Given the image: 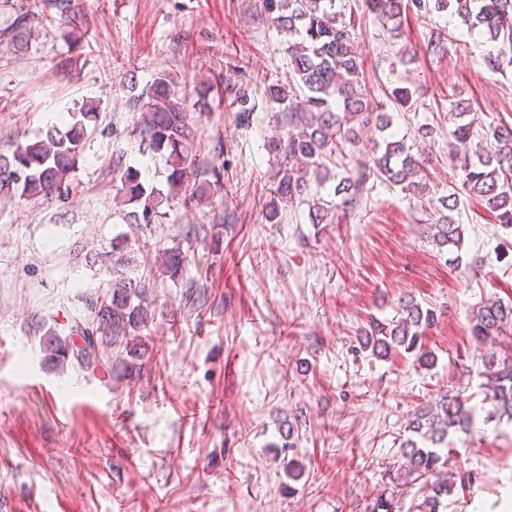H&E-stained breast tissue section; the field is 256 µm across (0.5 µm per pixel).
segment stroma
<instances>
[{"instance_id":"stroma-1","label":"stroma","mask_w":512,"mask_h":512,"mask_svg":"<svg viewBox=\"0 0 512 512\" xmlns=\"http://www.w3.org/2000/svg\"><path fill=\"white\" fill-rule=\"evenodd\" d=\"M87 33L46 25L26 54L0 48V151L40 136L74 104L99 102L62 206L0 198V512H367L394 488L400 444L416 412L448 390L474 408L475 431L449 436V460L477 478L455 488L443 512H504L512 503V425L485 422L484 352L469 332L472 309L512 299V227L454 176L448 110L469 102L479 126L512 125V49L487 41L447 10L407 9L402 36L349 0L370 90L367 109L389 132L428 152L424 190L380 182L361 209L311 223L307 205L279 224L264 217L279 107L266 90L292 78L287 34L262 21L259 0H77ZM448 35L431 52L435 29ZM502 53L504 70L483 58ZM202 83L189 96L195 151L224 163V188L195 204H162L145 230L130 221L113 156L148 165L166 189L167 166L131 136L133 98L161 75ZM409 88L408 111L387 93ZM385 133L361 126L334 172L356 174ZM457 194L452 211L440 200ZM451 216L465 228L447 251L428 225ZM202 225L203 238L189 229ZM193 255L182 279L156 269L147 239ZM123 241L150 275L155 322L145 366L124 375L108 359L93 368L54 365L46 337L94 318L93 298L112 284V242ZM435 309L424 348L385 359L361 348L372 319L394 320L401 298ZM304 466L290 480L284 460Z\"/></svg>"}]
</instances>
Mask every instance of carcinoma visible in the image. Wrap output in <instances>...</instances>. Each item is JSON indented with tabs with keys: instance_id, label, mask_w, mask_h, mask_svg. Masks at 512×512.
<instances>
[{
	"instance_id": "1",
	"label": "carcinoma",
	"mask_w": 512,
	"mask_h": 512,
	"mask_svg": "<svg viewBox=\"0 0 512 512\" xmlns=\"http://www.w3.org/2000/svg\"><path fill=\"white\" fill-rule=\"evenodd\" d=\"M339 0H262L264 15L278 29L288 32L287 53L295 79L288 86L273 85L271 99L281 106V122L285 132L272 141L277 171L269 188L270 199L265 220L279 224L283 210L296 202L309 203L313 224H330L335 218L332 209L310 202L311 186L325 187L331 180L328 163L333 161L339 145L354 143L357 124L369 121L365 114L367 88L363 84V61L357 54L350 27L340 20ZM419 12L428 15L453 8L471 31L487 36V40H512V0H412ZM369 13L386 27L389 37L401 36V15L404 0H363ZM55 8L64 23L77 31L83 25L77 0H55ZM0 11L12 16L0 28V44L21 53L29 49L36 26L49 20L47 0H0ZM209 88L179 86L162 75L154 80L136 102L142 110L141 120L131 134L149 151L165 156L168 166V195H181L192 203L204 197V188L224 185V166L200 163L193 154L196 136L186 112L189 94L206 98ZM98 104L87 102L47 125L43 135L25 144H18L8 154L0 153V196L25 199L45 198L64 206L72 199L71 175L78 167L82 145L87 133L86 122L96 117ZM453 124L452 136L462 144L471 141L475 118L463 101L448 113ZM491 148H476L458 158L462 172L461 186L467 194L481 198L497 213L498 221L512 225V127L498 124L489 128ZM373 166L361 169L356 178L340 179L333 193L341 197L338 208L343 217L353 214L365 183L374 176L383 183L401 187L408 193L423 191L415 180L428 158L412 153L405 138L391 134L375 148ZM121 192L130 201L140 204L133 214L134 223H155L163 191L146 190L136 167L113 162ZM434 241L439 247H460L464 237L461 224L445 216L434 225ZM162 255L164 273L177 281L189 263L188 253L180 247H166L162 241L147 242ZM124 244H112V269L120 271L112 284V292L95 299L96 323L75 329L84 336V347L75 346L73 338L51 336L45 350L58 361L74 360L90 367L98 362L101 345L112 347L114 360L127 375L140 372L143 358L135 333L150 328L154 313L148 303L150 281L132 277L125 269L129 258L122 255ZM402 315L395 323L373 320L363 330L364 347L386 356L402 347L406 351L422 346L426 330L435 322L433 310L422 309L413 300L400 303ZM470 333L481 342L499 346L498 353L485 357L483 375L490 409L486 420L506 416L512 421V302L489 301L470 319ZM475 425V410L467 406L463 392L457 391L420 408L410 423L413 436L401 443L404 458L399 479L402 485L416 486L423 493L415 512H440L443 498L454 489L456 480L472 481L473 473L465 470L448 474V436L469 434ZM369 512H401L395 495L377 496Z\"/></svg>"
}]
</instances>
